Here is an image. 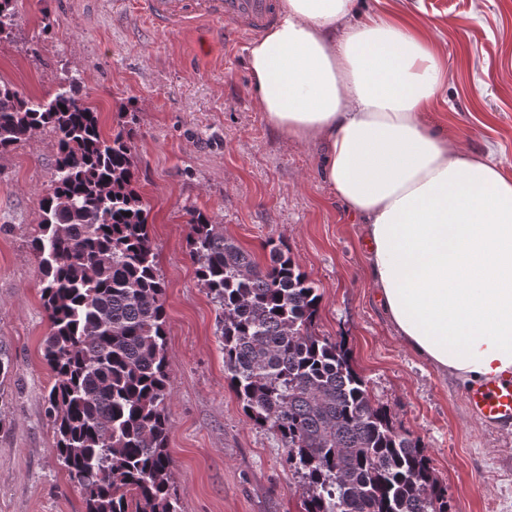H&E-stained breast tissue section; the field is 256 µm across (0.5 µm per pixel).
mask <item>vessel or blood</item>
<instances>
[{"label":"vessel or blood","instance_id":"b4317fda","mask_svg":"<svg viewBox=\"0 0 512 512\" xmlns=\"http://www.w3.org/2000/svg\"><path fill=\"white\" fill-rule=\"evenodd\" d=\"M146 16L160 25L176 24L194 30L212 18L224 19L221 40L243 42L275 20L274 0H140ZM470 413L486 426L512 425V381L496 379L467 387L464 394Z\"/></svg>","mask_w":512,"mask_h":512}]
</instances>
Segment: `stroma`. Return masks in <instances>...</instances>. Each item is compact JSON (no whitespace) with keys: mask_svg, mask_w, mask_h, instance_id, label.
<instances>
[{"mask_svg":"<svg viewBox=\"0 0 512 512\" xmlns=\"http://www.w3.org/2000/svg\"><path fill=\"white\" fill-rule=\"evenodd\" d=\"M362 14L406 11L433 22L451 77L426 114L452 144L492 151L512 175V0H359ZM0 36V85L46 99L63 73L99 112L103 131L136 115L133 185L165 282L171 399L168 450L182 512H304L300 477L279 434L245 415L224 371L218 310L187 238L200 210L258 261L284 241L322 300L318 336L346 337L356 371L397 428L421 441L449 512H512V427L485 428L463 387L407 347L382 312L363 230L323 179L319 145L270 128L249 84L245 46L209 49L210 25L164 30L139 0H14ZM54 25L43 32L44 18ZM56 153L42 132L0 154V512H85L53 451L46 415L54 376L50 324L31 239Z\"/></svg>","mask_w":512,"mask_h":512,"instance_id":"stroma-1","label":"stroma"}]
</instances>
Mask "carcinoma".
Here are the masks:
<instances>
[{"instance_id": "cac0c4a2", "label": "carcinoma", "mask_w": 512, "mask_h": 512, "mask_svg": "<svg viewBox=\"0 0 512 512\" xmlns=\"http://www.w3.org/2000/svg\"><path fill=\"white\" fill-rule=\"evenodd\" d=\"M0 0V35L14 26ZM48 101L0 85V154L57 137L32 248L50 332L44 358L54 453L86 512H180L167 449L165 282L132 187L131 133L106 136L78 80ZM190 254L219 311L224 369L248 419L275 429L305 512H448L423 446L400 432L341 339L315 333L321 294L288 248L259 265L200 211Z\"/></svg>"}]
</instances>
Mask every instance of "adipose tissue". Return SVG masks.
Masks as SVG:
<instances>
[{
  "instance_id": "obj_1",
  "label": "adipose tissue",
  "mask_w": 512,
  "mask_h": 512,
  "mask_svg": "<svg viewBox=\"0 0 512 512\" xmlns=\"http://www.w3.org/2000/svg\"><path fill=\"white\" fill-rule=\"evenodd\" d=\"M429 28L358 18L356 0H279L247 48L250 85L271 128L321 146L407 345L463 383L512 380V176L426 122L450 78Z\"/></svg>"
}]
</instances>
